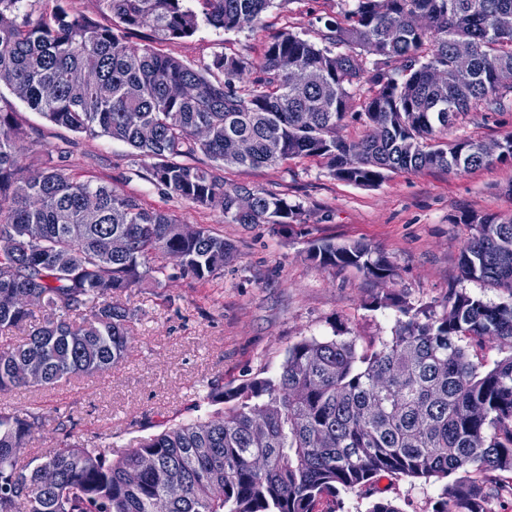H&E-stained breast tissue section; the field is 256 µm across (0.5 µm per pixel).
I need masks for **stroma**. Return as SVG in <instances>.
Listing matches in <instances>:
<instances>
[{
  "mask_svg": "<svg viewBox=\"0 0 512 512\" xmlns=\"http://www.w3.org/2000/svg\"><path fill=\"white\" fill-rule=\"evenodd\" d=\"M353 7L354 0H275L264 16L265 27L226 32L203 22L193 36L167 41L160 50L191 65L222 52L255 59L273 33L288 30L313 40L326 19ZM0 109L14 113L41 142L37 148H22L24 165L38 167L42 148H61L76 172L136 195L144 207L168 211L179 223L223 233L239 251L223 276L205 282L176 277V260L157 255L171 279L159 285L143 280L119 298L137 317L118 366L92 377L0 395V407L30 410L43 421L21 462L59 448L68 435L120 455L169 421L212 412L210 384L231 387L275 375L289 347L302 338L355 336L365 346L392 336L399 305L438 312L452 288L493 304L512 297L459 274L460 254L470 235L459 218L468 213L512 215V162L462 174L440 169L390 172L371 187L335 178L320 159L225 167L227 187L263 189L298 206L297 223L280 234L267 224L226 223L219 211L166 194L144 179L143 163L125 143L51 125L3 86ZM511 134L510 107L468 113L448 137L489 142ZM314 239L375 246L398 275L383 286L352 268L321 267L307 256ZM390 295L395 303H387ZM62 413L69 417L64 430L58 426ZM379 487L402 512H430L440 491L438 482L396 476L381 479Z\"/></svg>",
  "mask_w": 512,
  "mask_h": 512,
  "instance_id": "obj_1",
  "label": "stroma"
}]
</instances>
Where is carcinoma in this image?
<instances>
[{
    "mask_svg": "<svg viewBox=\"0 0 512 512\" xmlns=\"http://www.w3.org/2000/svg\"><path fill=\"white\" fill-rule=\"evenodd\" d=\"M101 26L62 0H0V84L51 124L126 143L145 178L232 224L284 230L299 208L262 189H229L226 165L326 161L362 186L388 172H472L512 161L471 139L440 140L460 116L497 111L512 94V0H356L325 20L320 42L281 31L249 59L221 53L197 68L158 45L192 36L200 20L226 31L263 23L272 0H96ZM149 30L146 43L130 35ZM472 47L467 69L454 45ZM373 60H368V57ZM364 93L360 109L352 101ZM365 135L337 134L346 119ZM0 111V331L32 313L42 322L0 351V394L108 371L124 359L135 313L114 302L145 277L172 278L149 260L182 257L180 274L210 280L235 256L224 235L192 234L173 215L94 182ZM204 155L208 162L199 161ZM466 280L512 297V217L465 214ZM324 267L353 268L387 285L394 264L369 244L310 242ZM394 335L303 338L272 377L215 387L222 409L144 437L116 461L96 445L65 443L22 465L39 415L0 409V512H317L324 499L373 492L379 477L445 481L431 512H487L508 492L478 472H512V353L490 369L471 352L512 341V302L449 290L442 314L401 309Z\"/></svg>",
    "mask_w": 512,
    "mask_h": 512,
    "instance_id": "cac0c4a2",
    "label": "carcinoma"
}]
</instances>
